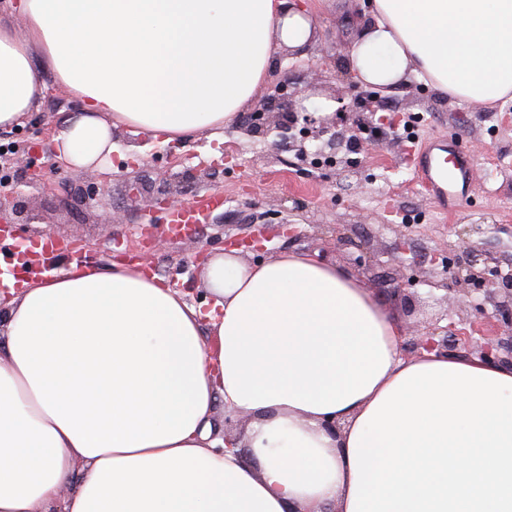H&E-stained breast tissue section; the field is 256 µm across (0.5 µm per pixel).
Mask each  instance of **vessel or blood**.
<instances>
[{
  "instance_id": "1",
  "label": "vessel or blood",
  "mask_w": 512,
  "mask_h": 512,
  "mask_svg": "<svg viewBox=\"0 0 512 512\" xmlns=\"http://www.w3.org/2000/svg\"><path fill=\"white\" fill-rule=\"evenodd\" d=\"M415 180L422 192L438 205L456 207L466 201L474 181L477 162L473 154L455 139L429 143L414 160ZM224 196L211 193L167 213V221L175 231H182L188 224L205 223L211 210L222 205ZM12 246L13 267L7 275H14L16 266H23L26 274L40 276L52 270L60 258L75 259L83 248L77 242L57 246L35 241H8L0 235L1 243Z\"/></svg>"
}]
</instances>
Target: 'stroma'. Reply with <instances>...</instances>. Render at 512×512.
<instances>
[{"label":"stroma","mask_w":512,"mask_h":512,"mask_svg":"<svg viewBox=\"0 0 512 512\" xmlns=\"http://www.w3.org/2000/svg\"><path fill=\"white\" fill-rule=\"evenodd\" d=\"M316 25V38L295 56L279 55L270 64L271 80L288 77L292 89L310 90L311 101L329 96L351 101L357 81L348 56L352 42L373 22V0H305ZM45 90L38 105L20 125L2 129L0 138L25 136L31 123L59 124L67 111L56 99L57 83L44 73ZM375 114L396 123L420 117V139L454 137L465 143L478 160L474 193L455 215L442 218L433 204L412 186L409 163L416 145L395 132L377 138L375 148L359 143L352 166L318 171L295 151L276 152L263 142L224 130L223 141L205 137L166 144L150 137L120 132L121 143H134L137 154L113 156L101 171L102 193L95 207H59L51 189L58 184H81L82 171L56 162L52 156L12 155L10 166L23 177L27 162L51 169L47 186L25 188L33 221L18 225L20 235L38 238L40 231L76 240L88 248L87 265L107 268L112 261L130 260L142 239V226L164 223L160 201L164 191L191 168L199 176L192 196L219 192L223 207L214 210L195 240H168L152 254L150 270L183 293L193 305H203L207 294L198 266L201 252L218 253L231 239L251 236L268 225L258 250L245 251L249 261H261L279 252L304 253L340 266L362 280L382 281L379 298L399 323L436 322L444 312L438 276L430 263L437 254L459 257L468 247L486 254L490 264H512V168L498 169L499 160L512 159V97L493 106L463 103L448 97L424 80L410 76L365 108L341 113L339 123L354 125ZM143 171L147 191L132 198L127 181ZM486 226L475 230V219ZM355 229L354 241L336 238L338 226ZM416 283L414 312H407L396 289L406 271Z\"/></svg>","instance_id":"35a3bbf8"}]
</instances>
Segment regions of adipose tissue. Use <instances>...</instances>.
<instances>
[{"label":"adipose tissue","mask_w":512,"mask_h":512,"mask_svg":"<svg viewBox=\"0 0 512 512\" xmlns=\"http://www.w3.org/2000/svg\"><path fill=\"white\" fill-rule=\"evenodd\" d=\"M349 56L365 83L424 79L456 100L512 95V0H374ZM0 127L42 70L78 104L53 137L97 170L115 133L173 141L229 127L274 55L313 38L295 0H11ZM209 311L142 262L70 265L0 296V512H348L349 440L402 372L398 321L356 275L240 248L202 266ZM248 417L227 448L216 406ZM338 423L329 432L327 423Z\"/></svg>","instance_id":"1"}]
</instances>
